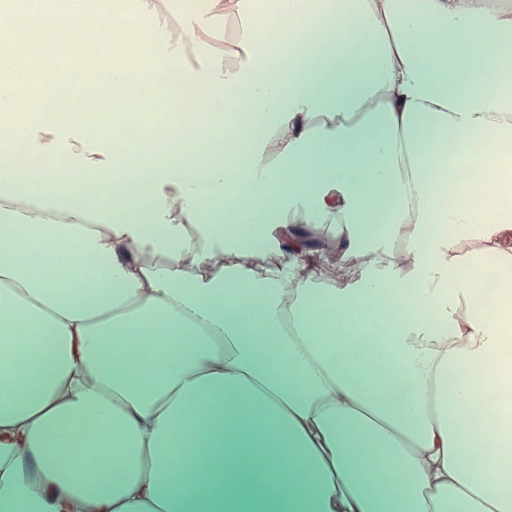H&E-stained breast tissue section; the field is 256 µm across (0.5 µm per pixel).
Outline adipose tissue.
I'll use <instances>...</instances> for the list:
<instances>
[{"label":"adipose tissue","instance_id":"ef3b65f1","mask_svg":"<svg viewBox=\"0 0 512 512\" xmlns=\"http://www.w3.org/2000/svg\"><path fill=\"white\" fill-rule=\"evenodd\" d=\"M160 3L0 0V512H512V0Z\"/></svg>","mask_w":512,"mask_h":512}]
</instances>
